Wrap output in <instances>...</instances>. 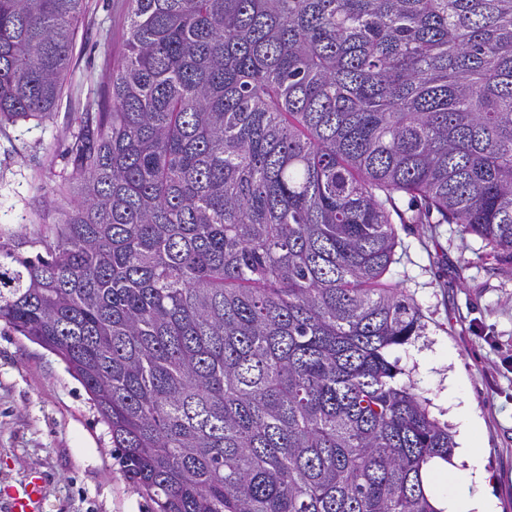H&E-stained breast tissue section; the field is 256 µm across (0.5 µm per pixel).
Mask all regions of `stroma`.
Wrapping results in <instances>:
<instances>
[{"instance_id": "stroma-1", "label": "stroma", "mask_w": 512, "mask_h": 512, "mask_svg": "<svg viewBox=\"0 0 512 512\" xmlns=\"http://www.w3.org/2000/svg\"><path fill=\"white\" fill-rule=\"evenodd\" d=\"M125 0H86L63 97L49 119L0 127V224L31 223L69 181L79 115L96 106L124 52ZM394 282L421 305L425 328L393 348L400 381L451 423L448 379L464 382L481 422L498 512H512V260L487 255L457 224H411ZM83 386L40 345L0 324V488L33 469L46 479L43 512H150L123 478Z\"/></svg>"}]
</instances>
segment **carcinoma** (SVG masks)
<instances>
[{"label":"carcinoma","mask_w":512,"mask_h":512,"mask_svg":"<svg viewBox=\"0 0 512 512\" xmlns=\"http://www.w3.org/2000/svg\"><path fill=\"white\" fill-rule=\"evenodd\" d=\"M78 197L0 225V323L58 356L152 512H438L455 442L389 360L408 224L512 258V0H128ZM85 0H0V125Z\"/></svg>","instance_id":"carcinoma-1"}]
</instances>
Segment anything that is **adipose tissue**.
I'll list each match as a JSON object with an SVG mask.
<instances>
[{"mask_svg":"<svg viewBox=\"0 0 512 512\" xmlns=\"http://www.w3.org/2000/svg\"><path fill=\"white\" fill-rule=\"evenodd\" d=\"M448 398L458 425L460 446L452 463L433 460L425 467L438 512H497L490 493L493 481L485 467L479 421L457 378L448 381Z\"/></svg>","mask_w":512,"mask_h":512,"instance_id":"obj_1","label":"adipose tissue"}]
</instances>
